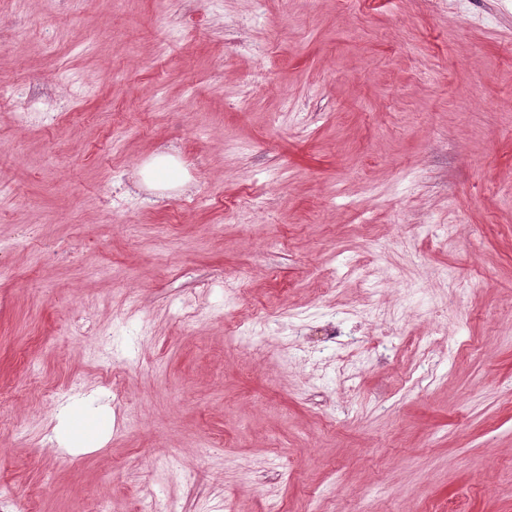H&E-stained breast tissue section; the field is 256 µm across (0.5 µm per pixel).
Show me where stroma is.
Instances as JSON below:
<instances>
[{
  "mask_svg": "<svg viewBox=\"0 0 512 512\" xmlns=\"http://www.w3.org/2000/svg\"><path fill=\"white\" fill-rule=\"evenodd\" d=\"M1 84L0 512H512V0H0ZM174 161V157L168 154H161L150 162L146 163L140 175L143 177L145 184L157 185L154 181V175H164L168 177H174L175 172L170 169V164ZM158 186V185H157Z\"/></svg>",
  "mask_w": 512,
  "mask_h": 512,
  "instance_id": "1",
  "label": "stroma"
}]
</instances>
